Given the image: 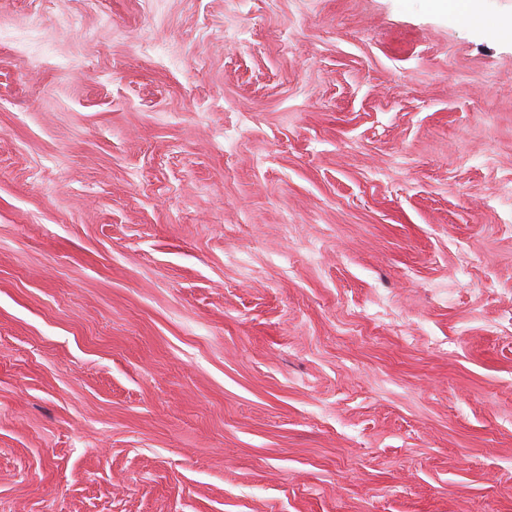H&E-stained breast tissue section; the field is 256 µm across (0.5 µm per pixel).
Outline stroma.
Instances as JSON below:
<instances>
[{"mask_svg": "<svg viewBox=\"0 0 512 512\" xmlns=\"http://www.w3.org/2000/svg\"><path fill=\"white\" fill-rule=\"evenodd\" d=\"M0 512H512V41L0 0Z\"/></svg>", "mask_w": 512, "mask_h": 512, "instance_id": "35a3bbf8", "label": "stroma"}]
</instances>
